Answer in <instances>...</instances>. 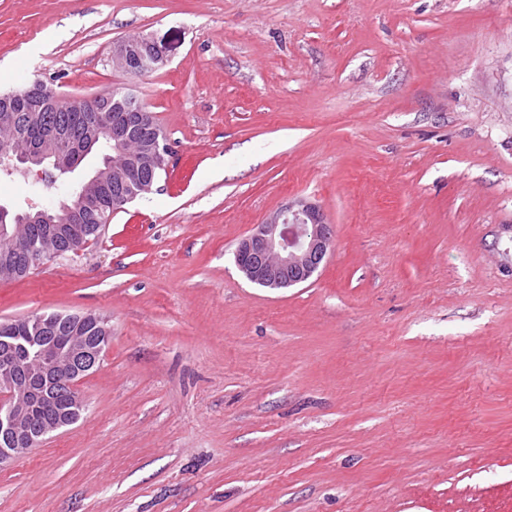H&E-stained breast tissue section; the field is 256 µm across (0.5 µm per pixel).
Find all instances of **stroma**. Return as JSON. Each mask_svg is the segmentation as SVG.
I'll list each match as a JSON object with an SVG mask.
<instances>
[{"mask_svg":"<svg viewBox=\"0 0 512 512\" xmlns=\"http://www.w3.org/2000/svg\"><path fill=\"white\" fill-rule=\"evenodd\" d=\"M36 79L136 89L171 155L0 281V320L111 329L0 512H512V0H0V92ZM298 198L329 260L257 287L234 250ZM112 63L116 69L134 76L148 75L165 65L162 51L152 42L130 37L117 42ZM88 224H56L62 227L63 235L59 237L56 251H62V257L71 256L81 249L87 248L90 241H99L106 224H96L91 216ZM70 226V227H69Z\"/></svg>","mask_w":512,"mask_h":512,"instance_id":"stroma-1","label":"stroma"}]
</instances>
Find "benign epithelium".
I'll return each mask as SVG.
<instances>
[{"label":"benign epithelium","instance_id":"obj_1","mask_svg":"<svg viewBox=\"0 0 512 512\" xmlns=\"http://www.w3.org/2000/svg\"><path fill=\"white\" fill-rule=\"evenodd\" d=\"M113 66L134 76L148 75L165 65L162 51L152 42L130 37L117 42ZM15 98L30 112H41L51 105L43 85L35 82L22 88ZM86 123L83 153L104 141L112 146L115 159L121 163L115 186L120 187L134 179L143 168L163 167L167 164L170 148L164 141L154 140L140 144L132 151L134 128L146 116L109 113L95 107ZM72 143L64 129L55 132L52 142H29L23 152L16 151L11 141L0 140V169L20 170L33 174L39 180L49 178L69 185L71 196L84 202L89 191L102 180L103 169L68 179L78 164L70 160ZM335 241L334 225L330 224L321 208L306 199L289 202L253 232L238 243L234 261L238 270L252 284L269 290L294 288L309 282L324 268ZM33 346L27 358L19 359L15 348L0 349V465L22 457L38 446L43 438L56 431L59 425L46 423L32 427L26 418L27 403L45 396V383L62 375L71 374L65 385L76 406L82 408L85 399L78 389L83 370L100 364L109 337H97L91 348L71 350L56 348L47 336L32 337Z\"/></svg>","mask_w":512,"mask_h":512}]
</instances>
